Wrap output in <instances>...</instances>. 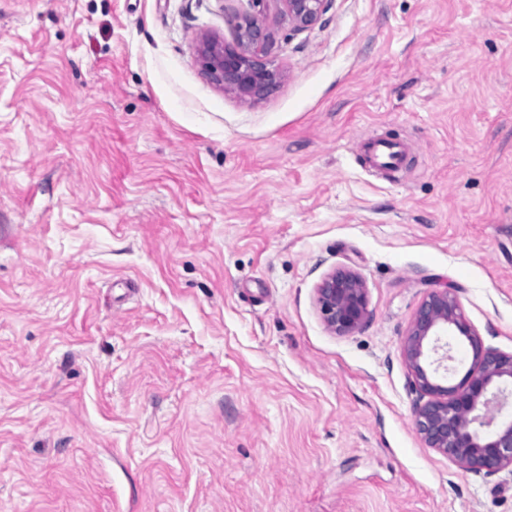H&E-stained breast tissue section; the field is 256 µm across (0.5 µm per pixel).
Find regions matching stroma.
<instances>
[{
  "mask_svg": "<svg viewBox=\"0 0 512 512\" xmlns=\"http://www.w3.org/2000/svg\"><path fill=\"white\" fill-rule=\"evenodd\" d=\"M242 9L0 0V512H512L416 433L401 349L450 286L512 353V0L269 7L259 98L195 54ZM279 13L287 18L290 31L298 34L315 26L331 0H276ZM368 160L374 166H383L396 171L404 164L406 151L401 144L375 140L368 147ZM316 303L327 329L339 336L357 332L369 316L365 282L350 268H335L323 276Z\"/></svg>",
  "mask_w": 512,
  "mask_h": 512,
  "instance_id": "obj_1",
  "label": "stroma"
}]
</instances>
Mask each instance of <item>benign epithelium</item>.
Segmentation results:
<instances>
[{
	"label": "benign epithelium",
	"mask_w": 512,
	"mask_h": 512,
	"mask_svg": "<svg viewBox=\"0 0 512 512\" xmlns=\"http://www.w3.org/2000/svg\"><path fill=\"white\" fill-rule=\"evenodd\" d=\"M267 0H247L233 43L211 37L197 44L203 74L212 83L242 96L260 97L279 84L284 73L272 51L274 34L260 20ZM290 31L298 34L315 26L331 0H276ZM316 303L328 330L351 335L368 316L363 279L353 270L336 268L316 288ZM444 336H461L470 347L472 367L456 383H448V343ZM413 387L424 399L416 404L414 427L424 443L468 470L493 477L512 468V420L493 426L490 408L507 404L512 384V353L485 347L466 319L451 288L433 291L421 302L403 339Z\"/></svg>",
	"instance_id": "7a95c632"
}]
</instances>
